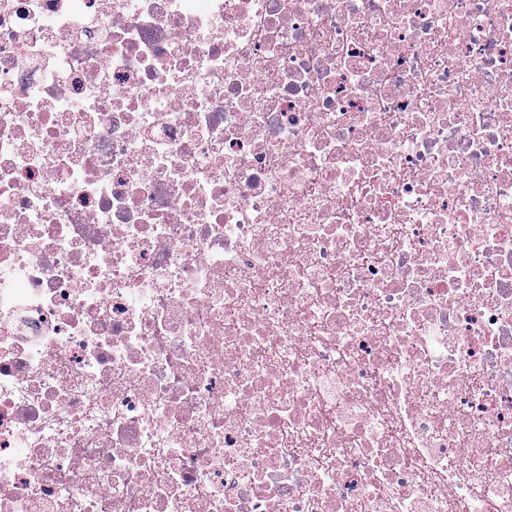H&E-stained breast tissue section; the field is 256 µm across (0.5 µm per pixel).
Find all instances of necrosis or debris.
I'll list each match as a JSON object with an SVG mask.
<instances>
[{"mask_svg": "<svg viewBox=\"0 0 512 512\" xmlns=\"http://www.w3.org/2000/svg\"><path fill=\"white\" fill-rule=\"evenodd\" d=\"M0 512H512V0H0Z\"/></svg>", "mask_w": 512, "mask_h": 512, "instance_id": "1", "label": "necrosis or debris"}]
</instances>
